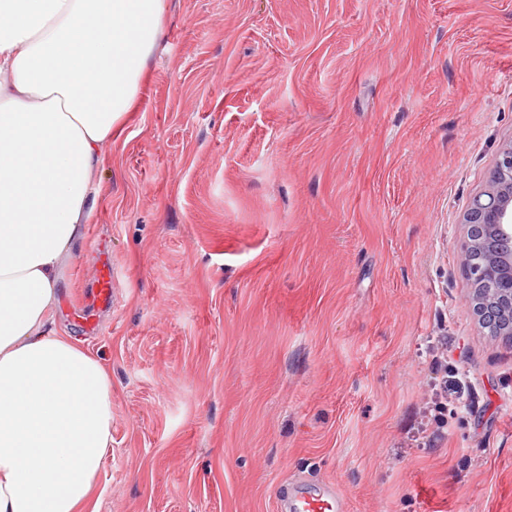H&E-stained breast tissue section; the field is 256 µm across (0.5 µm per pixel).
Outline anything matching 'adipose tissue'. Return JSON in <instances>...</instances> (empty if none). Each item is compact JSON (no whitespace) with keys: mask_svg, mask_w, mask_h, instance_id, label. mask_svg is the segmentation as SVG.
<instances>
[{"mask_svg":"<svg viewBox=\"0 0 512 512\" xmlns=\"http://www.w3.org/2000/svg\"><path fill=\"white\" fill-rule=\"evenodd\" d=\"M167 0H0V512H86L112 374L52 328Z\"/></svg>","mask_w":512,"mask_h":512,"instance_id":"adipose-tissue-1","label":"adipose tissue"}]
</instances>
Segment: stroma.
Here are the masks:
<instances>
[{"label": "stroma", "instance_id": "35a3bbf8", "mask_svg": "<svg viewBox=\"0 0 512 512\" xmlns=\"http://www.w3.org/2000/svg\"><path fill=\"white\" fill-rule=\"evenodd\" d=\"M511 142L512 0H169L60 287L112 371L94 512H279L298 479L347 512H512V340L460 264ZM101 243L88 337L63 309ZM116 278V271L112 266V257L106 248L100 250L96 270V301L101 307H112L114 296L112 286Z\"/></svg>", "mask_w": 512, "mask_h": 512}]
</instances>
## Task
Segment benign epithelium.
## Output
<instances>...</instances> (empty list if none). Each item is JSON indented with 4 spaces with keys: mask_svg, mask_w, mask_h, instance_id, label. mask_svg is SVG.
I'll return each mask as SVG.
<instances>
[{
    "mask_svg": "<svg viewBox=\"0 0 512 512\" xmlns=\"http://www.w3.org/2000/svg\"><path fill=\"white\" fill-rule=\"evenodd\" d=\"M465 224L460 260L470 282L468 305L489 335L512 338V143L501 149Z\"/></svg>",
    "mask_w": 512,
    "mask_h": 512,
    "instance_id": "obj_1",
    "label": "benign epithelium"
}]
</instances>
